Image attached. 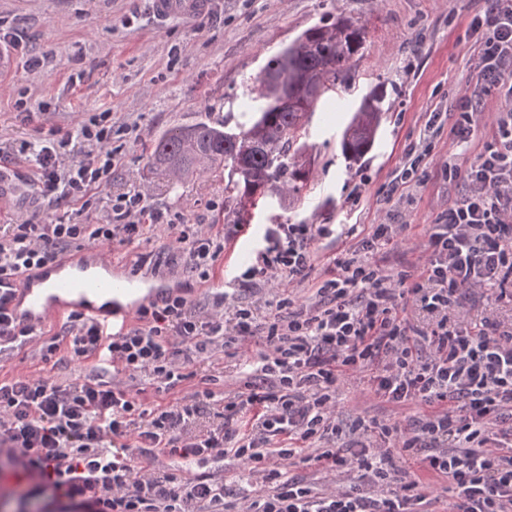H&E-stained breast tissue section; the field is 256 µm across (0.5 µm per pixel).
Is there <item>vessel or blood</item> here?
I'll return each mask as SVG.
<instances>
[{"mask_svg": "<svg viewBox=\"0 0 512 512\" xmlns=\"http://www.w3.org/2000/svg\"><path fill=\"white\" fill-rule=\"evenodd\" d=\"M201 3L202 0H151L154 14L163 19L186 18ZM4 291L12 294L9 311L36 328L72 311L123 326L134 308L161 293L151 283L114 273L111 259L92 247L19 279L1 280L0 293Z\"/></svg>", "mask_w": 512, "mask_h": 512, "instance_id": "obj_1", "label": "vessel or blood"}]
</instances>
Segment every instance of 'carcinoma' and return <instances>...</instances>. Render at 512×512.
<instances>
[{
    "instance_id": "carcinoma-1",
    "label": "carcinoma",
    "mask_w": 512,
    "mask_h": 512,
    "mask_svg": "<svg viewBox=\"0 0 512 512\" xmlns=\"http://www.w3.org/2000/svg\"><path fill=\"white\" fill-rule=\"evenodd\" d=\"M365 41L364 29L341 17L306 30L264 68L267 75L280 77L283 56L298 72V80L288 81V93L294 98L288 110L270 101L267 79L261 75L248 90L250 109L257 116L249 127L235 131L226 121H198L168 129L152 146V168L176 181L207 172L224 175V220L229 224L243 221L248 208L269 192L284 197L298 195L306 188L310 172L293 162L298 152L294 148L297 134L324 93L350 83L353 58ZM384 112L383 96L361 97L342 135L344 158L355 162L370 151ZM244 139L250 143L245 158L248 177L235 172L239 156L236 145Z\"/></svg>"
}]
</instances>
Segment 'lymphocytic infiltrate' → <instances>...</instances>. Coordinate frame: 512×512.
Listing matches in <instances>:
<instances>
[{
  "instance_id": "f902f5d3",
  "label": "lymphocytic infiltrate",
  "mask_w": 512,
  "mask_h": 512,
  "mask_svg": "<svg viewBox=\"0 0 512 512\" xmlns=\"http://www.w3.org/2000/svg\"><path fill=\"white\" fill-rule=\"evenodd\" d=\"M470 30L476 75L454 104L449 145L474 138L475 114L489 92L505 106L494 115V137L464 173V191L429 226L423 264L395 276L371 262L369 252L402 230L390 221L376 224L303 301L280 294L279 281L304 278L311 241L333 231L325 224H278L237 278L240 286L262 281L275 291L265 322L233 305L229 293L220 297L232 311L223 322L201 320L174 292L141 305L136 326L110 336L99 322L71 313L70 359L102 348L119 374L71 383L44 375L0 380V455L32 479L29 496L65 512H432L427 488L396 465L399 454L420 473L447 479L455 512H512V328L489 320L476 329L448 315L475 290L512 288V0H490ZM440 119L431 113L420 152L386 184L387 198L412 203L408 178L432 164ZM77 136L99 151L68 167L59 164L66 141L56 130L29 147L39 192L51 204L79 202L111 175L105 117L81 124ZM146 213L153 223L170 221L163 211H148L141 194L122 193L108 224L16 225L0 237V277L21 276L87 243H134L142 232L137 218ZM412 304L434 314L429 328L411 325ZM239 346L253 349L241 367L243 388L225 397L223 424L203 434L185 428L213 398L209 387L150 410L122 383L145 373L157 392L167 393L195 359ZM364 373L383 401L415 403L425 414L408 428L339 420L337 386ZM141 454L220 455L245 465L261 487L247 502L230 500L214 476H188L157 462L145 468ZM303 455L318 471L356 477V485L318 489L289 475Z\"/></svg>"
}]
</instances>
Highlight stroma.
Listing matches in <instances>:
<instances>
[{
    "label": "stroma",
    "mask_w": 512,
    "mask_h": 512,
    "mask_svg": "<svg viewBox=\"0 0 512 512\" xmlns=\"http://www.w3.org/2000/svg\"><path fill=\"white\" fill-rule=\"evenodd\" d=\"M484 0H209L206 13L192 19L155 18L149 0H0V32L16 33L19 41L0 42L12 61L0 73V150L6 161L0 172L11 180V194L0 209V236L32 219H64L72 224H107L112 200L125 192L141 193L148 205L167 211L187 233L203 232L224 242V251L208 277L185 261L170 263L178 244L165 227L140 216L143 233L134 244L102 245L128 274L184 289L203 318L216 315L214 305L226 281L243 264L231 252L238 246L257 251L274 224H341L353 228L349 237L316 239L314 261L303 283H291L298 297L313 294L327 276L328 262L357 243L372 225L382 223L391 205L381 193L431 112H444V129L435 140V161L425 186L413 188L414 201L402 210L405 227L399 245L378 247L370 261L393 271L408 269L424 258L427 230L437 214L465 188L462 179L442 173L445 162L467 167L490 141L496 95L484 96L473 141L449 148V105L465 92L477 47L465 37L472 18L483 13ZM344 17L364 27L365 50L355 58L352 83L325 94L298 141L312 178L301 195L269 196L249 211L244 224L224 221V180L202 174L178 184L153 173L148 149L164 131L200 120L230 117L247 125L252 114L244 94L267 61L306 29L329 16ZM382 88L387 111L374 147L357 163L344 159L340 140L361 95ZM108 113L113 151L109 183L96 190L87 206L57 208L37 189L39 172L24 144L57 130L68 138L64 164L86 159L89 147L76 136L90 117ZM360 202H353V195ZM467 320L478 325L495 320L512 325V299L489 286L469 295ZM69 340L67 317L51 319L28 342L0 359V379L45 375L75 382L102 367L100 353L82 361L47 356L50 343ZM248 349L228 355L216 350L189 366L197 376L213 379L215 394L196 420L200 430L218 422L225 396L240 391L239 364ZM336 414L344 422L356 418L392 420L411 425L421 417L418 405L394 406L377 398L368 380L336 389Z\"/></svg>",
    "instance_id": "35a3bbf8"
}]
</instances>
